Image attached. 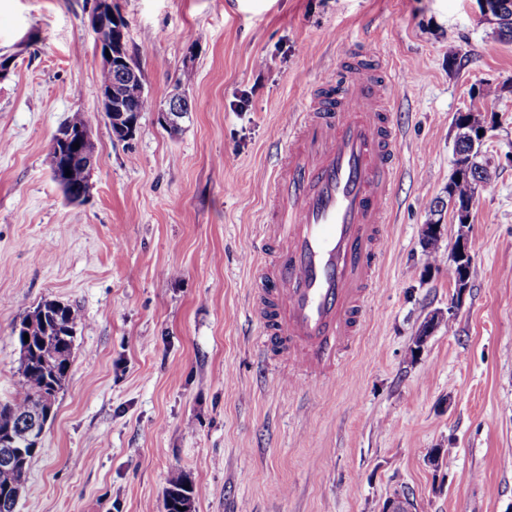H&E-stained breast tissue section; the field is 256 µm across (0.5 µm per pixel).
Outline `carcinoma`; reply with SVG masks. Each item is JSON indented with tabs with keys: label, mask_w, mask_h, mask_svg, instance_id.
I'll use <instances>...</instances> for the list:
<instances>
[{
	"label": "carcinoma",
	"mask_w": 512,
	"mask_h": 512,
	"mask_svg": "<svg viewBox=\"0 0 512 512\" xmlns=\"http://www.w3.org/2000/svg\"><path fill=\"white\" fill-rule=\"evenodd\" d=\"M117 74L102 70L101 86L112 85L120 94L132 116L153 109L152 100L145 94L141 82L116 85ZM484 106L472 103L469 108L470 123L459 127L456 146L462 152L473 148L471 133L481 124ZM88 121L81 112L73 113L62 127L72 131L73 138L60 152H49V166L54 181L67 196L76 195L88 184L89 172L67 159L77 152L73 148L78 142V133L84 131ZM71 176H65V172ZM476 184L467 171H459V177L448 183V196L456 197L459 205L475 192ZM430 265L443 263L438 246V237H430L423 244ZM81 321L78 308L62 305L55 300H46L27 313L15 324L12 334L20 350L19 378L13 396L0 401V512H16L29 464L38 447L34 435L28 433L29 425L47 406H54L58 392L64 386L71 365L75 328ZM29 339H24V335ZM185 475L174 472L168 480L164 497L165 512H179L177 506L191 502L194 488H186Z\"/></svg>",
	"instance_id": "1"
}]
</instances>
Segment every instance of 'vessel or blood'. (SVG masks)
Masks as SVG:
<instances>
[{
    "label": "vessel or blood",
    "instance_id": "b4317fda",
    "mask_svg": "<svg viewBox=\"0 0 512 512\" xmlns=\"http://www.w3.org/2000/svg\"><path fill=\"white\" fill-rule=\"evenodd\" d=\"M396 76L350 51L289 120L267 188L251 312L263 348L304 377L333 374L366 320L397 170Z\"/></svg>",
    "mask_w": 512,
    "mask_h": 512
}]
</instances>
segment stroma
Here are the masks:
<instances>
[{"mask_svg": "<svg viewBox=\"0 0 512 512\" xmlns=\"http://www.w3.org/2000/svg\"><path fill=\"white\" fill-rule=\"evenodd\" d=\"M118 3L155 105L129 141L101 114L94 0H0V399L18 379L13 325L48 299L81 311L17 512H164L175 471L191 512H380L398 489L414 512H512V43L477 0ZM360 45L403 75L394 222L362 334L308 397L279 379L250 314L261 186L286 114ZM186 71L193 110L173 134L158 109ZM475 90L497 168L463 229L475 272L452 315L421 231ZM75 112L97 155L81 205L48 165ZM437 448L451 464L429 462Z\"/></svg>", "mask_w": 512, "mask_h": 512, "instance_id": "stroma-1", "label": "stroma"}]
</instances>
